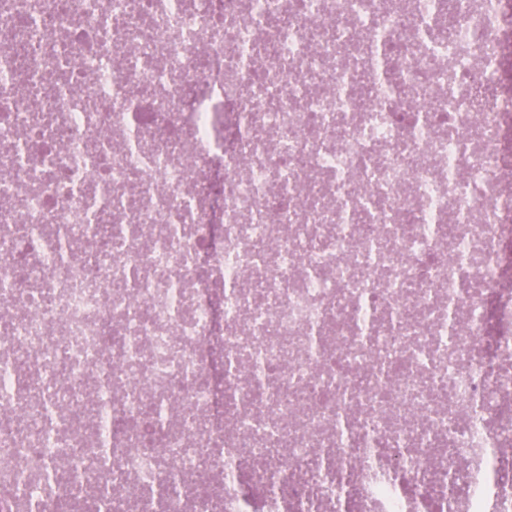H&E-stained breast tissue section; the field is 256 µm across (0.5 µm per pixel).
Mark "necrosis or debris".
Returning a JSON list of instances; mask_svg holds the SVG:
<instances>
[{"instance_id":"4bbe7bcc","label":"necrosis or debris","mask_w":512,"mask_h":512,"mask_svg":"<svg viewBox=\"0 0 512 512\" xmlns=\"http://www.w3.org/2000/svg\"><path fill=\"white\" fill-rule=\"evenodd\" d=\"M509 59L512 0H0V512H512Z\"/></svg>"}]
</instances>
